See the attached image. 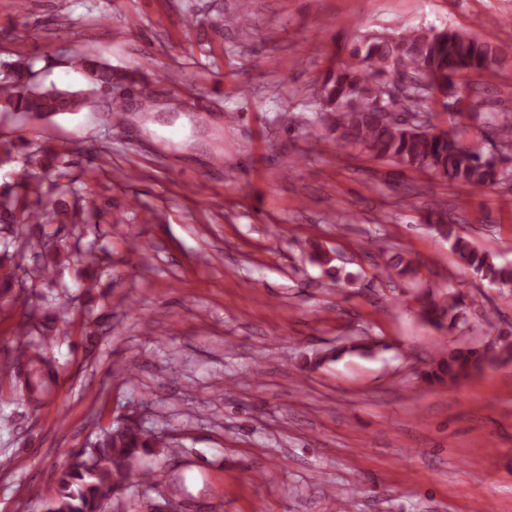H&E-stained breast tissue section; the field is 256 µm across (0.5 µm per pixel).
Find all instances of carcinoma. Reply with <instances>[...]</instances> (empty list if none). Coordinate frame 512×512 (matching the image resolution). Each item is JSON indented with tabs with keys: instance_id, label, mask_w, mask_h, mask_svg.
Here are the masks:
<instances>
[{
	"instance_id": "cac0c4a2",
	"label": "carcinoma",
	"mask_w": 512,
	"mask_h": 512,
	"mask_svg": "<svg viewBox=\"0 0 512 512\" xmlns=\"http://www.w3.org/2000/svg\"><path fill=\"white\" fill-rule=\"evenodd\" d=\"M353 55L355 63L328 69L318 82L320 94L317 108L319 119L326 123L328 135L341 147H357L368 156L388 160L401 167L423 171L452 184L473 190L501 183L512 178L508 164L512 157L481 151L464 145L460 138L461 119L469 116L462 110L449 112V128L437 133L428 124L405 127L391 114L429 111V103L440 95L445 107L462 101L474 108L464 94L466 79L472 73L493 77L497 74L500 50L481 42L463 28L435 33L432 29L408 27L391 35H369L358 40ZM80 66L86 73L90 89L103 90L112 86V66L93 57H84ZM35 74L34 62L19 59L0 72V112L19 118L80 112L87 108L82 92L67 91L54 85L36 82L25 93L19 83ZM425 82L428 95L411 94L393 98L386 88L392 82ZM497 119L488 125L486 136L509 132L512 134V113L498 112ZM24 178L34 187L35 199L23 206L11 196V190L0 191V224H18L19 259L0 265V289L8 292L17 287L23 291L39 279L49 276V264L29 265L26 253L41 247V256L55 262L61 250L43 242V226L51 223L59 208L50 206L39 191V178L25 169ZM436 230L451 241V249L460 263L471 268L502 294L512 296V265L498 264L487 253L478 251L469 240L454 233L452 225L439 217ZM370 246L387 256L379 272L391 280L413 278L417 274L413 261L394 250L381 238L370 240ZM464 296L446 291L430 294L423 302V317L437 326L453 330L468 322ZM36 310L26 313L30 324L25 335L37 333L39 341H27L21 356L26 358L27 371L10 374L12 387L34 408H39L51 394L57 382V362L52 353L56 330L48 318L35 320ZM484 354L472 348H452L438 352L424 370L425 380L450 385L469 375L483 361ZM175 449L158 447L149 432L137 423L118 422L107 430L89 450L69 455L55 486L43 494L46 512H107V498L112 485L136 482L148 484L157 479V466Z\"/></svg>"
}]
</instances>
